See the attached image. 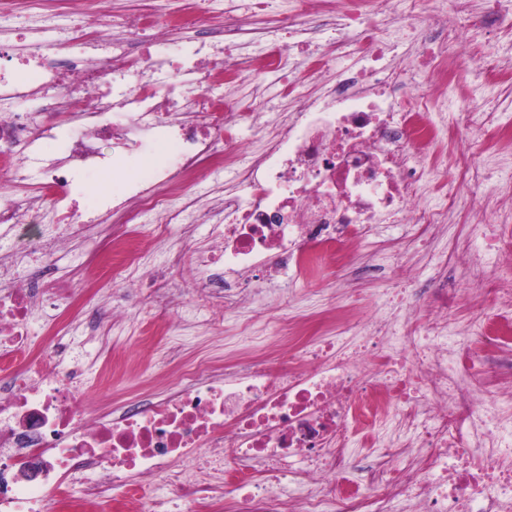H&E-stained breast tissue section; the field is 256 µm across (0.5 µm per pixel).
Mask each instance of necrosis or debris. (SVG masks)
Returning <instances> with one entry per match:
<instances>
[{
    "label": "necrosis or debris",
    "mask_w": 512,
    "mask_h": 512,
    "mask_svg": "<svg viewBox=\"0 0 512 512\" xmlns=\"http://www.w3.org/2000/svg\"><path fill=\"white\" fill-rule=\"evenodd\" d=\"M95 0H0V17L25 22L19 82L0 69V169L21 184L30 165L37 197L0 200V224H19L40 208L51 222L43 252L0 255V512H512V192L479 191L486 177L477 136L507 134L488 115L464 112L443 126L431 118L439 85L471 62L478 32L512 23L506 0H445L409 62L392 46L420 19L394 0H345L347 36L331 52L312 50L322 0H289L280 24L259 42L236 41L263 0H140L133 14L101 19ZM108 33H101L100 23ZM203 28L212 38H178ZM454 51L453 71L429 84L439 43ZM357 57L341 80L337 56ZM319 77L323 93L297 96L300 81ZM284 83L287 111L261 95L244 103L229 92L246 79ZM40 95V120L22 119L15 103ZM255 139H237L241 125ZM175 148L123 195L100 199L93 217L77 206L75 176L97 166L104 144L146 154L160 139ZM58 140L44 157L43 140ZM446 145L458 170L445 182L425 155ZM230 169L233 186L216 206L175 205L209 170ZM249 201H242L241 190ZM488 216L481 246L456 244L440 264L465 263L477 278L467 290L438 283L425 307L391 300L375 324L347 321L336 335L279 348L276 366L229 362L208 372L186 364L177 383L144 404L100 408L52 361L31 363V324L41 305L75 301L50 281L33 286L20 270L62 242L94 229L98 218L125 225L124 235L90 252L92 279L136 270L150 239L170 225L210 223L213 243L186 252L167 246L164 279L149 302L179 317L183 296L211 322L235 313L232 276L292 270L312 284L336 276L384 227L400 226L416 243L446 224L462 192ZM153 216L149 238L130 225ZM474 319L454 325L452 310ZM36 463L25 481L12 473Z\"/></svg>",
    "instance_id": "necrosis-or-debris-1"
}]
</instances>
